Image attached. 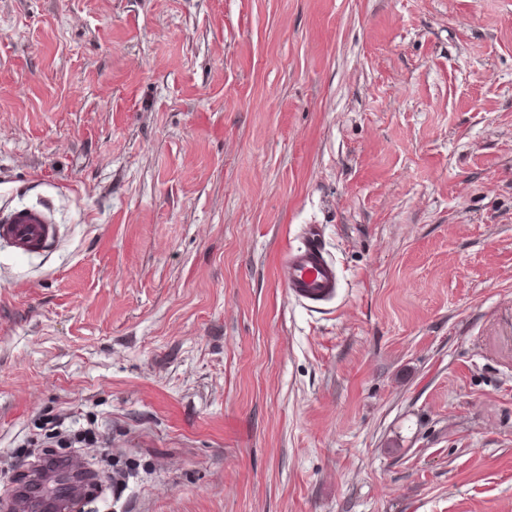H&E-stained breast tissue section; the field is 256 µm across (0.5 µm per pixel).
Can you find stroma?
<instances>
[{"label": "stroma", "instance_id": "obj_1", "mask_svg": "<svg viewBox=\"0 0 512 512\" xmlns=\"http://www.w3.org/2000/svg\"><path fill=\"white\" fill-rule=\"evenodd\" d=\"M24 208L0 502L54 428L100 512H512V0H0ZM53 231V224L42 210L23 209L0 224V239L27 251L41 247ZM310 231L296 247L289 248L279 263V279L296 299L312 303L328 301L339 287L336 267Z\"/></svg>", "mask_w": 512, "mask_h": 512}]
</instances>
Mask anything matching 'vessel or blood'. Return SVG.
<instances>
[{
	"label": "vessel or blood",
	"instance_id": "b4317fda",
	"mask_svg": "<svg viewBox=\"0 0 512 512\" xmlns=\"http://www.w3.org/2000/svg\"><path fill=\"white\" fill-rule=\"evenodd\" d=\"M52 234V224L38 209L17 211L0 222V239L25 251L41 247ZM278 274L291 296L312 303L330 300L339 286L336 267L313 232L283 254ZM51 499L56 512H78L87 496L72 486L52 493Z\"/></svg>",
	"mask_w": 512,
	"mask_h": 512
}]
</instances>
